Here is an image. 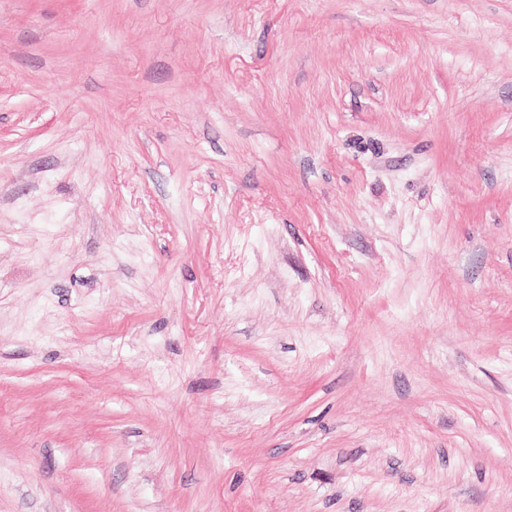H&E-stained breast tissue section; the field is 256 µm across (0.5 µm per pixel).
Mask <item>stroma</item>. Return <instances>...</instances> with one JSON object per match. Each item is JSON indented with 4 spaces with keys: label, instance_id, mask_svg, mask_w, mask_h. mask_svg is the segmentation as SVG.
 I'll return each instance as SVG.
<instances>
[{
    "label": "stroma",
    "instance_id": "1",
    "mask_svg": "<svg viewBox=\"0 0 512 512\" xmlns=\"http://www.w3.org/2000/svg\"><path fill=\"white\" fill-rule=\"evenodd\" d=\"M0 512H512V0H0Z\"/></svg>",
    "mask_w": 512,
    "mask_h": 512
}]
</instances>
